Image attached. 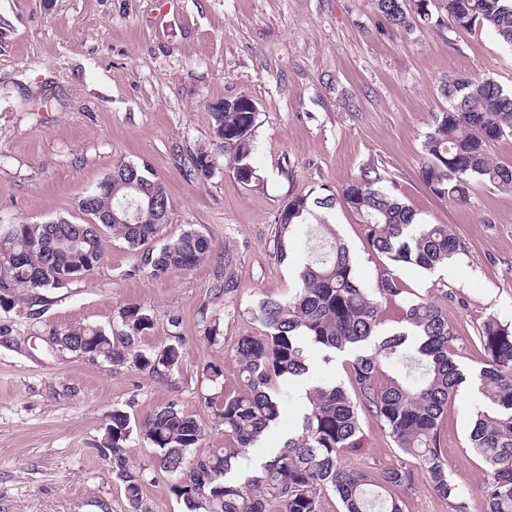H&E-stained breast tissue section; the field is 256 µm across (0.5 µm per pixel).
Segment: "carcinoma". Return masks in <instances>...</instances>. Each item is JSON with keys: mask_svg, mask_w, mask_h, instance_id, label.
Instances as JSON below:
<instances>
[{"mask_svg": "<svg viewBox=\"0 0 512 512\" xmlns=\"http://www.w3.org/2000/svg\"><path fill=\"white\" fill-rule=\"evenodd\" d=\"M409 13L404 0H373L386 23L408 29L413 23L432 22L418 0ZM448 22L461 30L476 27L493 31L512 48V0H446ZM441 94L448 109L434 117L423 143L425 160L419 176L440 199L464 203L475 183L512 190V165L487 153L489 143L512 135V94L490 79L458 77L444 82ZM240 97L222 112L212 113L214 135L234 177L244 185L258 180L251 163L253 135L259 113ZM189 178L208 179L216 169L212 153L199 149L184 164ZM142 181L169 207L164 182L147 163L122 162L112 170V191L96 186L86 193L94 207L82 210L80 223L58 219L46 224H13L0 233V311L15 307V290H57L70 285L67 276L86 257L93 271L104 259L107 235L141 250L140 270L160 278L190 271L211 253V241L189 228L160 240L163 212L158 224H103L98 215L112 209L134 211L139 194L130 186ZM383 177L375 165L365 167L339 194H298L280 212L275 249L282 261L295 253V240L303 226L318 220V211L336 203L347 207L362 226L369 250L383 259L371 288L363 287L348 246L322 224L324 244L306 253L297 266L296 284L286 299L260 303L257 319L267 329L261 336L238 339L234 358L242 388L224 389V370L204 367L213 394L205 398L214 418L224 425L228 444L200 449L204 427L171 402L156 408L139 423L130 415L112 411L111 431L104 434L100 454L124 483L132 512H148L143 489L149 472L128 467L132 435L154 450L155 467L173 478L172 493L189 512H320V495L332 491L342 512H403V501L391 495L395 488L410 489L412 472L406 460L416 461L431 488L447 501L449 512H470V504L448 476L442 450L440 422L449 400L466 381L483 395L485 409L473 417L469 443L488 469L491 481L481 512H512V326L494 315L477 330L487 354L483 366L466 377L455 360L458 337L441 306L411 298L396 269L414 266L433 271L462 250L458 237L446 224H429L399 196L380 187ZM73 231L82 238V254L56 241ZM397 306L392 321L397 328L380 334L385 311ZM122 329L109 332L81 324L57 329L58 345L106 362L116 368L129 364L150 373L168 371L181 360L182 337L173 332L168 342L153 350L140 348L141 337L154 326L148 309L131 305L119 312ZM313 346L328 361L338 352L350 356V387L316 382L306 392L300 429L275 455L261 462L252 475L230 480L232 461L253 447L280 416L278 382L295 385L309 365L305 349ZM412 362L419 375H384L388 365ZM376 417L399 449L398 463L387 468H352L343 453L360 445V415ZM195 464L187 468V461Z\"/></svg>", "mask_w": 512, "mask_h": 512, "instance_id": "1", "label": "carcinoma"}]
</instances>
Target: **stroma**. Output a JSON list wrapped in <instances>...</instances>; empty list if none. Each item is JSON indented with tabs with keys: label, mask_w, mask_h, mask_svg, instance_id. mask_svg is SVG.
Listing matches in <instances>:
<instances>
[{
	"label": "stroma",
	"mask_w": 512,
	"mask_h": 512,
	"mask_svg": "<svg viewBox=\"0 0 512 512\" xmlns=\"http://www.w3.org/2000/svg\"><path fill=\"white\" fill-rule=\"evenodd\" d=\"M433 23L389 27L372 0H0V226L76 220L78 201L120 162H147L163 179L171 221L163 237L193 227L212 241L194 270L155 279L140 255L113 241L101 264L69 287L38 292L0 312V512H130L122 481L99 448L113 410L140 421L176 402L205 427L203 447L225 444L204 399L206 365L239 386L233 350L261 335L251 311L288 297L295 261H279L275 219L294 195L350 183L376 165L383 186L424 221L448 225L463 249L447 266L403 268L413 295L435 301L459 340L464 373L486 354L476 339L488 315L512 324V190L474 185L466 202L434 196L419 178L422 144L446 110L442 83L490 79L512 91V49L488 29L449 24L445 0H427ZM245 96L259 124L243 185L218 159L215 174L188 180L184 157L214 140L211 103ZM349 246L360 281L372 287L382 260L357 217L343 206L321 211ZM233 279L230 298L216 293ZM150 310L145 349L163 346L180 319L182 359L155 375L50 346L52 329L121 327L123 307ZM219 319L224 338L206 334ZM484 405L462 384L442 421L449 477L473 512L490 480L467 446ZM289 391L279 420L239 457L256 470L300 422ZM362 446L345 465L384 468L398 450L379 421L361 418Z\"/></svg>",
	"instance_id": "1"
}]
</instances>
